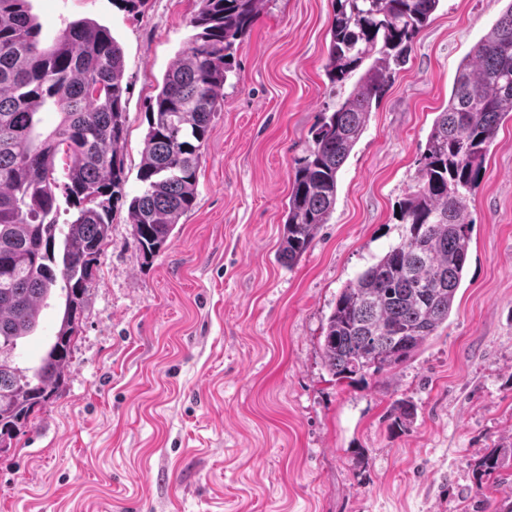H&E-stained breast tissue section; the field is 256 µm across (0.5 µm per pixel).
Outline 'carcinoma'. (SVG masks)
Instances as JSON below:
<instances>
[{"label":"carcinoma","instance_id":"obj_1","mask_svg":"<svg viewBox=\"0 0 512 512\" xmlns=\"http://www.w3.org/2000/svg\"><path fill=\"white\" fill-rule=\"evenodd\" d=\"M195 33L157 87L138 179L128 203L136 247L156 257L196 201L200 150L224 104V85L263 0H199ZM440 0H332L325 72L332 87L356 78L323 114L308 154L290 177L278 255L296 263L336 205L337 175L367 127L373 107L408 63L416 37ZM125 62L109 30L70 23L50 45L28 0H0V453L66 386L88 286L110 236V204L125 181ZM58 124L37 131V114ZM512 120V0L458 65L448 105L420 154L412 191L399 203L400 242L336 296L321 343L336 382L390 373L414 357L452 313L469 258V196L480 184L501 124ZM65 181L56 177L58 155ZM73 221L56 224V190ZM63 283L65 308L54 342L32 375L13 360L18 340L37 326L50 291ZM416 416L395 402L392 426ZM512 448L482 458L480 476L504 480Z\"/></svg>","mask_w":512,"mask_h":512}]
</instances>
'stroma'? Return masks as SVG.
<instances>
[{
    "label": "stroma",
    "instance_id": "1",
    "mask_svg": "<svg viewBox=\"0 0 512 512\" xmlns=\"http://www.w3.org/2000/svg\"><path fill=\"white\" fill-rule=\"evenodd\" d=\"M51 40L106 26L124 53L122 201L85 297L65 391L0 454V512H512L474 466L512 443V122L469 201V259L448 320L391 374L336 382L325 317L398 242L396 207L457 67L506 0H440L338 173L335 209L295 264L278 258L289 176L337 98L331 0H266L201 149L197 201L144 260L127 221L146 112L189 42L198 0H29ZM64 297L17 350L32 366ZM398 399L417 416L393 428Z\"/></svg>",
    "mask_w": 512,
    "mask_h": 512
}]
</instances>
